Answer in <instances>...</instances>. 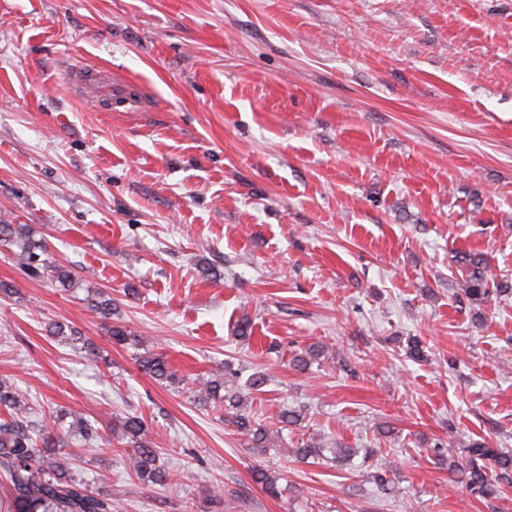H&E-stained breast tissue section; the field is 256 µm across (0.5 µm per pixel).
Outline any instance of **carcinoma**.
Instances as JSON below:
<instances>
[{"mask_svg":"<svg viewBox=\"0 0 512 512\" xmlns=\"http://www.w3.org/2000/svg\"><path fill=\"white\" fill-rule=\"evenodd\" d=\"M0 241L16 247L13 257L17 264L48 278L64 291L78 287L79 280L68 266L48 253L46 241L39 238L28 224H0ZM462 272L458 287L467 303L483 306L494 296L512 295V280L493 272L487 256L479 251L460 250L452 257ZM88 310L104 320L112 319L117 310L112 297L94 292L87 299ZM47 331L75 345L78 352L90 361H97L100 352L83 340L75 328L54 321ZM112 343L134 348L145 345V339L124 326L109 328ZM138 368L158 381L174 379L166 357L146 350L136 358ZM243 370L224 363V370L201 376L195 381L194 397L203 404L222 402L228 405V422L248 439L252 448L261 452L274 447L280 430H271L256 422L247 411L240 389L260 392L267 383L266 375L254 371L242 378ZM60 419L68 421L67 433L54 427L38 424L32 419L27 397L13 382L0 379V479L4 492L0 496V512H113L112 495L95 490L76 477L69 469L64 448L73 437L81 439L90 450L99 449L102 436L97 420L79 412L66 410ZM121 439L132 443L133 453L127 455L129 474L146 486L164 487L170 484V473L157 464V456L148 438V430L139 416L129 415L119 421ZM330 453L338 464L359 453L357 448L341 444L328 447L322 437L311 435L293 449L294 456L319 459ZM394 470L387 461L371 474L373 483L382 493L392 492V479L387 473ZM448 473L458 476L466 491L479 498L498 494V480L512 474V454L502 453L484 440L473 442L466 449V458L457 459L448 452Z\"/></svg>","mask_w":512,"mask_h":512,"instance_id":"obj_1","label":"carcinoma"}]
</instances>
